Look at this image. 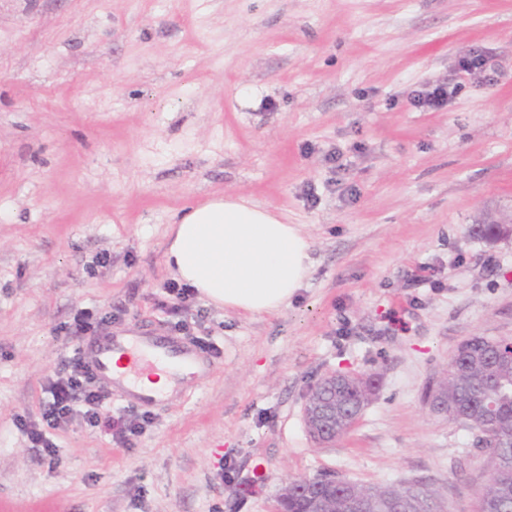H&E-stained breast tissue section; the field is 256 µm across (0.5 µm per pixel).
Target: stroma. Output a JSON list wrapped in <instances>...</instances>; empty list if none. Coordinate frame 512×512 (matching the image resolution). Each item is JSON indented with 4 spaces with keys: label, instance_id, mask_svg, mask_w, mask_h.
Instances as JSON below:
<instances>
[{
    "label": "stroma",
    "instance_id": "stroma-1",
    "mask_svg": "<svg viewBox=\"0 0 512 512\" xmlns=\"http://www.w3.org/2000/svg\"><path fill=\"white\" fill-rule=\"evenodd\" d=\"M479 54L492 80L459 70ZM223 195L300 225L304 287L273 317L194 298L210 372L113 392L149 418L130 445L77 419L42 458L16 422L86 345L65 325L171 334L168 226ZM511 221L512 0H0V512H274L328 472L475 512L486 456L424 394L463 340L512 339V239L473 232ZM333 371L377 388L322 448L302 408ZM454 91L448 84H435L427 89L414 91L413 102L419 107L439 109L448 104ZM93 314L89 311L79 310L73 317V323L68 328L69 331L80 334L87 332L94 328V324L96 327H102L108 323H112V320H118L120 318L119 312L117 313H106L105 316L100 317L99 319H93ZM95 320V322H92ZM305 479L303 478L297 480L299 482L298 485H286L283 488L282 493L278 498V512H288V495H290L292 498L290 504L291 512H308L307 510L309 509L307 505V497L305 496L303 487L305 486L306 482L308 485L314 486L315 484L318 483L319 478L318 476H316L312 478H307V481H305Z\"/></svg>",
    "mask_w": 512,
    "mask_h": 512
}]
</instances>
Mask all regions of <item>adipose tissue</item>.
<instances>
[{
  "mask_svg": "<svg viewBox=\"0 0 512 512\" xmlns=\"http://www.w3.org/2000/svg\"><path fill=\"white\" fill-rule=\"evenodd\" d=\"M166 264L218 308L276 315L311 272V245L295 224L231 196L187 208L168 229Z\"/></svg>",
  "mask_w": 512,
  "mask_h": 512,
  "instance_id": "obj_1",
  "label": "adipose tissue"
}]
</instances>
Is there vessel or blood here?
<instances>
[{"mask_svg": "<svg viewBox=\"0 0 512 512\" xmlns=\"http://www.w3.org/2000/svg\"><path fill=\"white\" fill-rule=\"evenodd\" d=\"M87 368L104 389L119 388L130 404L151 406L160 394L139 390L141 375L157 371L177 373L204 364V355L188 342L171 336H119L112 332L94 338L87 347Z\"/></svg>", "mask_w": 512, "mask_h": 512, "instance_id": "b4317fda", "label": "vessel or blood"}]
</instances>
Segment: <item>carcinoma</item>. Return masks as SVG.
Here are the masks:
<instances>
[{
    "label": "carcinoma",
    "mask_w": 512,
    "mask_h": 512,
    "mask_svg": "<svg viewBox=\"0 0 512 512\" xmlns=\"http://www.w3.org/2000/svg\"><path fill=\"white\" fill-rule=\"evenodd\" d=\"M458 367L448 380V402L465 412V428L475 434L484 431L487 425V416L483 407L484 396L490 389V382L496 374L512 375V368L500 366L492 368L488 361L487 349L481 340L469 351L457 358ZM499 427L504 437L512 434V399L501 403L497 412ZM483 452L488 457H499L501 468L491 475L488 483L482 487L478 497L477 512H512V447L498 448L489 440L483 442ZM305 480L299 484L288 486V495L291 496V512H307V497L303 491ZM323 489H336V502L329 503L324 512H343L344 496L342 477L336 474L321 475ZM358 490L371 502H380L395 499L403 495L404 488L397 487H365L358 486Z\"/></svg>",
    "instance_id": "carcinoma-1"
}]
</instances>
